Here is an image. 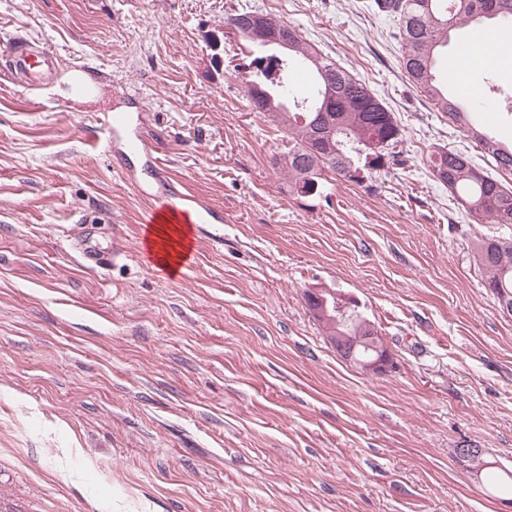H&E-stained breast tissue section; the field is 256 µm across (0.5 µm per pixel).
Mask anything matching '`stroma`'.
Instances as JSON below:
<instances>
[{"instance_id":"obj_1","label":"stroma","mask_w":512,"mask_h":512,"mask_svg":"<svg viewBox=\"0 0 512 512\" xmlns=\"http://www.w3.org/2000/svg\"><path fill=\"white\" fill-rule=\"evenodd\" d=\"M254 8L365 83L403 131V164L320 194L289 193L285 139L215 68L206 31ZM53 52L27 85L0 68V512H512V315L474 263L512 224L470 215L422 158L453 148L497 179L466 132L408 79L393 18L371 0H0V52ZM101 95L73 99L79 68ZM463 100L512 149L488 86ZM131 129L188 204L192 264L146 253L160 187L104 148L102 113ZM119 250L86 265L80 226ZM356 299L394 357L344 361L304 294ZM485 449L472 476L457 448Z\"/></svg>"}]
</instances>
